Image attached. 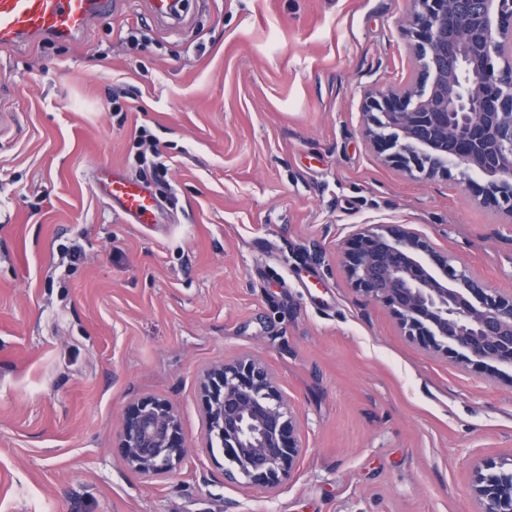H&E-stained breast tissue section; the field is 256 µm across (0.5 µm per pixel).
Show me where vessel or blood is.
I'll return each instance as SVG.
<instances>
[{
	"mask_svg": "<svg viewBox=\"0 0 512 512\" xmlns=\"http://www.w3.org/2000/svg\"><path fill=\"white\" fill-rule=\"evenodd\" d=\"M120 0H0V48L20 51L32 41L83 39L94 20L116 11ZM95 186L113 213L129 224H156L160 204L142 183L110 164L98 165Z\"/></svg>",
	"mask_w": 512,
	"mask_h": 512,
	"instance_id": "vessel-or-blood-1",
	"label": "vessel or blood"
}]
</instances>
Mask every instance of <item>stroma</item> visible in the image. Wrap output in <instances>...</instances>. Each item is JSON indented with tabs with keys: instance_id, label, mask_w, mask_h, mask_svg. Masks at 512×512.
<instances>
[{
	"instance_id": "stroma-1",
	"label": "stroma",
	"mask_w": 512,
	"mask_h": 512,
	"mask_svg": "<svg viewBox=\"0 0 512 512\" xmlns=\"http://www.w3.org/2000/svg\"><path fill=\"white\" fill-rule=\"evenodd\" d=\"M174 25L122 0L79 42L0 50L17 115L0 141V512H478L477 470H512V367L406 336L342 254L400 224L502 294L512 219L385 163L367 93L418 77L411 0H185ZM131 97L114 110L112 92ZM170 224H128L93 183L140 128ZM80 245L77 261L64 248ZM250 355L292 407L301 454L274 492L224 481L202 372ZM174 407L167 476L116 454L127 409Z\"/></svg>"
}]
</instances>
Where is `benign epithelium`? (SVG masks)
<instances>
[{
	"label": "benign epithelium",
	"mask_w": 512,
	"mask_h": 512,
	"mask_svg": "<svg viewBox=\"0 0 512 512\" xmlns=\"http://www.w3.org/2000/svg\"><path fill=\"white\" fill-rule=\"evenodd\" d=\"M415 83L367 97V130L384 159L433 176L453 163L490 178L485 201L512 216V0H413ZM427 242L402 226L371 228L344 254L355 290L382 303L419 344L482 369L512 365V295L506 297L435 256L432 275L417 253ZM209 436L224 448V479L271 491L300 455L292 412L270 369L241 358L208 369L200 385ZM186 448L169 403L138 402L116 453L141 474H165ZM480 512H512V472L478 474Z\"/></svg>",
	"instance_id": "7a95c632"
}]
</instances>
